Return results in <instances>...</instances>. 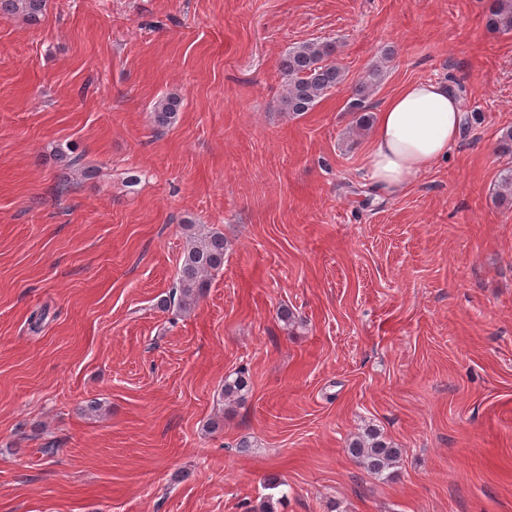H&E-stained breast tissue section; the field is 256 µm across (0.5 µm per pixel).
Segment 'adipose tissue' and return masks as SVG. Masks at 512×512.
I'll return each instance as SVG.
<instances>
[{
  "label": "adipose tissue",
  "instance_id": "adipose-tissue-1",
  "mask_svg": "<svg viewBox=\"0 0 512 512\" xmlns=\"http://www.w3.org/2000/svg\"><path fill=\"white\" fill-rule=\"evenodd\" d=\"M463 111L453 87L415 80L404 84L378 114L366 178L379 193L405 194L461 136Z\"/></svg>",
  "mask_w": 512,
  "mask_h": 512
}]
</instances>
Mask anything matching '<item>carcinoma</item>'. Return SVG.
Listing matches in <instances>:
<instances>
[{"label":"carcinoma","mask_w":512,"mask_h":512,"mask_svg":"<svg viewBox=\"0 0 512 512\" xmlns=\"http://www.w3.org/2000/svg\"><path fill=\"white\" fill-rule=\"evenodd\" d=\"M46 0H0V14L17 15L36 25L41 21ZM490 26L512 30V0H494L489 12ZM336 46L325 42H307L288 50L280 61V69L287 77L281 103L283 110L299 115L309 112L326 94L343 83L345 73L335 59ZM380 80V70L372 69L354 88L356 99L352 108L360 113L357 125L367 127L371 116L367 114L365 99ZM181 108V98L166 95L153 107L152 120L158 128L172 125ZM227 243L224 234L204 224L193 225L189 244L179 271L178 288L161 301V306L177 305L187 311L195 303L197 295L208 286L213 272L224 264ZM248 379L240 372L224 380V400L239 401L247 391ZM348 454L368 471L378 476L395 466L402 457L403 449L385 440L381 434L369 428L354 436L347 445Z\"/></svg>","instance_id":"carcinoma-1"}]
</instances>
